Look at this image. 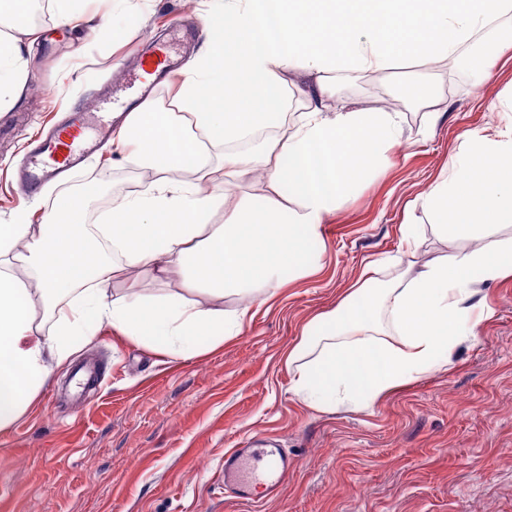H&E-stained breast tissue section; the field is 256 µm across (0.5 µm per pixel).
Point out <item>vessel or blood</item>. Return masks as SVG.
<instances>
[{"instance_id":"vessel-or-blood-1","label":"vessel or blood","mask_w":512,"mask_h":512,"mask_svg":"<svg viewBox=\"0 0 512 512\" xmlns=\"http://www.w3.org/2000/svg\"><path fill=\"white\" fill-rule=\"evenodd\" d=\"M202 36L197 26L182 22L174 26L169 40L154 43L136 58L137 98L124 101L132 109L138 97L149 95L155 86L181 61V49ZM116 129L109 123L89 128L81 107H74L48 133L35 140L28 152L21 178L29 193H37L46 183L64 178L82 168L95 154L112 145ZM294 461L282 449L264 446L238 448L224 456L223 483L236 497L250 498L253 485H262L267 496H276Z\"/></svg>"}]
</instances>
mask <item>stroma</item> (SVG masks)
<instances>
[{"label": "stroma", "instance_id": "stroma-1", "mask_svg": "<svg viewBox=\"0 0 512 512\" xmlns=\"http://www.w3.org/2000/svg\"><path fill=\"white\" fill-rule=\"evenodd\" d=\"M225 0H114L113 17L138 12L121 41L91 25L33 20L35 65L19 103L0 117V224L41 223L87 178L84 207L98 217L132 195L141 169L112 147L35 196L15 172L26 148L72 105L102 120L104 82L125 85L133 56L165 37L169 22H202ZM421 85L435 108L403 97ZM336 93L404 114L400 143L322 228L323 269L268 301L252 321L205 356L175 360L102 326L57 369L37 404L0 434V512H512V281L483 286L494 308L449 369L423 375L361 410L321 413L289 390L283 357L303 323L335 305L364 260L402 255L405 207L452 170L468 132H512V61L492 77L465 65L408 70L404 82L367 74ZM442 114L430 126V111ZM105 300L139 290H183L177 276L147 270L134 282L101 283ZM279 440L297 465L279 496L242 501L221 485L224 455L255 433Z\"/></svg>", "mask_w": 512, "mask_h": 512}]
</instances>
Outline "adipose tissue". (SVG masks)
Instances as JSON below:
<instances>
[{"label":"adipose tissue","mask_w":512,"mask_h":512,"mask_svg":"<svg viewBox=\"0 0 512 512\" xmlns=\"http://www.w3.org/2000/svg\"><path fill=\"white\" fill-rule=\"evenodd\" d=\"M31 3L0 0V111L19 102L30 77ZM509 13L512 0H230L212 14L170 106L141 105L117 134L141 143L131 160L158 174L151 190L113 204L99 224L87 223L79 205L37 225L0 224V433L101 326L175 359L200 357L253 318L250 306L224 308V296L257 286L270 299L318 273L326 218L388 163L404 121L402 112L353 102L325 113L336 81L458 59ZM298 69L310 79L300 123L210 165L209 145L280 126ZM494 158H512V134L470 132L452 174L415 201L435 237L463 242L462 250L387 282L371 261L335 307L306 320L284 356L296 397L323 413L374 404L449 366L458 345L493 318L473 298L484 284L512 280V237L493 236L512 223V168L489 167ZM182 168L195 170L196 182L167 180ZM257 169L260 193L218 198L210 189ZM219 205L224 222L214 225ZM147 266L203 284L206 302L178 292L104 300L99 282ZM41 311L54 319L46 333Z\"/></svg>","instance_id":"ef3b65f1"}]
</instances>
